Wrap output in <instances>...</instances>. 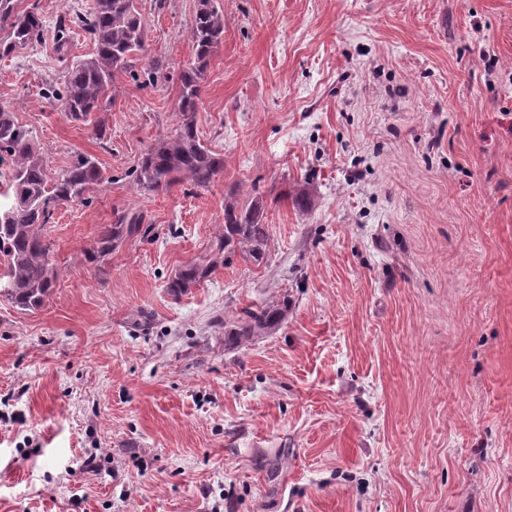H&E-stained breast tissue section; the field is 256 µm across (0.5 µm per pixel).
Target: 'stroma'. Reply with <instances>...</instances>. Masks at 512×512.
<instances>
[{"instance_id": "obj_1", "label": "stroma", "mask_w": 512, "mask_h": 512, "mask_svg": "<svg viewBox=\"0 0 512 512\" xmlns=\"http://www.w3.org/2000/svg\"><path fill=\"white\" fill-rule=\"evenodd\" d=\"M220 5L207 191L130 176L179 121L197 0H137L151 57L100 140L45 96L83 31L0 55L50 174L87 154L109 177L54 209L44 305L0 296V512H512V0ZM232 189L267 204L268 259L171 296ZM128 210L150 234L87 262ZM282 298L279 328L225 345L220 318Z\"/></svg>"}]
</instances>
